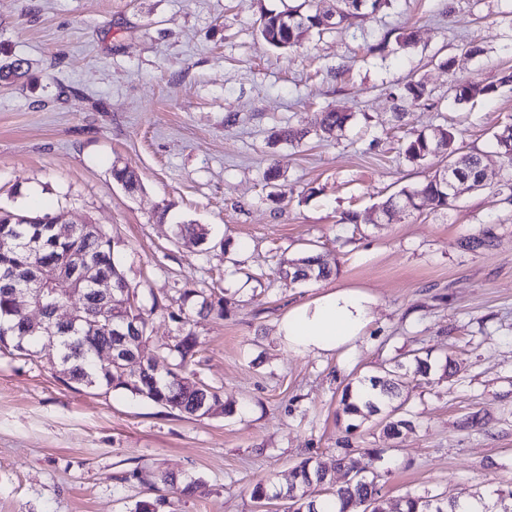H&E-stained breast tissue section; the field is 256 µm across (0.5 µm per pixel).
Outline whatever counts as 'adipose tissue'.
<instances>
[{
    "label": "adipose tissue",
    "instance_id": "ef3b65f1",
    "mask_svg": "<svg viewBox=\"0 0 512 512\" xmlns=\"http://www.w3.org/2000/svg\"><path fill=\"white\" fill-rule=\"evenodd\" d=\"M375 298L356 288H339L295 304L277 322V336L301 353L354 348L372 319Z\"/></svg>",
    "mask_w": 512,
    "mask_h": 512
}]
</instances>
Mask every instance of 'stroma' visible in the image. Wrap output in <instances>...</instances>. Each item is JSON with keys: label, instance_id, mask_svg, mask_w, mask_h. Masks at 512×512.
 Wrapping results in <instances>:
<instances>
[{"label": "stroma", "instance_id": "obj_1", "mask_svg": "<svg viewBox=\"0 0 512 512\" xmlns=\"http://www.w3.org/2000/svg\"><path fill=\"white\" fill-rule=\"evenodd\" d=\"M300 2L0 0V60L28 64L24 78L0 81V207L62 210L107 230L151 314L149 353L167 367L160 345L194 334L190 368L220 395L212 415L188 418L63 381L54 348L1 353L0 512H134L149 473L197 481L191 496L170 494L166 512H258L245 486L281 488L304 458L334 485L349 481L336 466L346 439L381 449L391 501H491L512 486V202L492 146L512 123V86L463 106L450 91L512 70V0H390L300 47L265 44L261 12ZM397 29L413 32L412 47L378 51ZM410 79L426 99L398 102ZM323 109L350 114L338 137L272 140ZM446 125L462 130V151L481 153L482 189L371 223L375 207L442 166L408 162L405 137ZM116 164L137 173L136 193L113 183ZM271 165L280 176L268 181ZM349 211L357 223H344ZM183 222L205 227L206 242L176 238ZM486 227V245L466 248ZM309 253L329 255V278L279 274ZM336 288L376 298L364 340L345 355L282 345V313ZM220 296L223 313L201 311ZM157 299L166 309L153 310ZM418 351L459 367L408 382L414 429L389 440L371 417L347 431L345 385Z\"/></svg>", "mask_w": 512, "mask_h": 512}]
</instances>
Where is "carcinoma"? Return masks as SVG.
Masks as SVG:
<instances>
[{"mask_svg":"<svg viewBox=\"0 0 512 512\" xmlns=\"http://www.w3.org/2000/svg\"><path fill=\"white\" fill-rule=\"evenodd\" d=\"M336 24H353L354 20L364 15V11L373 12L381 9L388 0H336ZM303 5L291 7L283 11H267L261 14L259 27L263 40L277 49L296 47L313 33L324 29L319 14L302 11ZM25 60L15 58L0 62V80L20 77L24 74ZM512 85V71H504L500 77L489 83L458 82L452 86L453 101L457 105L470 102L477 96L491 97L503 86ZM426 96L425 86L417 81L409 80L399 89L397 98L402 101L419 102ZM350 115L343 112L322 111L317 113L312 130H297L283 127L275 134V139L284 142L301 140L308 134L332 137L344 129ZM456 130L438 127L432 134L419 133L406 139L402 151L406 160L422 165L434 156L436 141H444V158L457 165V170L475 182L482 174V158L475 152L461 153L457 147ZM493 147L500 157L508 178L501 184L500 193L512 199V124H506L493 135ZM443 171L437 170L424 181L410 187L402 188L397 194L390 196L381 204L384 209H391L402 201L419 203L429 210L448 209L455 201L448 197V188L442 183ZM112 181L121 185L127 192L133 193L139 188L136 173L128 167L113 166ZM63 212L41 215L43 223L36 225L32 233L41 237V244L33 250L6 244L13 225L17 222L20 212L0 209V271L9 273V278L0 280V321L11 327L8 335L0 332V350L13 349L24 353L28 347L38 342V338L29 332L27 316L15 310L12 284L15 282L29 283L38 290L35 303L51 298L67 301L77 293L80 319L76 328L59 330L57 339V357L61 363L67 380L87 388L125 389L135 395L142 396L158 406L182 415L203 417L206 408L219 402V397L207 385H198L190 378L188 359L195 354L197 338L188 333L181 337L168 353L176 359L174 370L170 375L154 374L148 367L150 357L135 347H129L128 357L122 364L121 371L104 374L96 370L94 353L101 347L112 344V328L125 320H134L141 332V344H149L152 336L149 331V316L138 306H128L112 313V322L107 324L97 320V302L92 296L88 283H78L72 276V269L79 265L87 270L99 271L107 269L113 272L119 288H128L124 271L115 258V243L108 232L92 235L78 225L73 236L68 240L53 238L51 228ZM177 235L190 237L201 242L206 241L204 228L184 223L176 225ZM332 272L328 258L316 255L291 261L286 275L295 280H312L328 277ZM403 364L396 363L391 369L384 370L382 376L369 378L371 387L380 389L382 395L391 401L401 395L403 375L400 369ZM405 369V368H403ZM432 364L429 358L418 355L413 358V369H405V373L426 378L430 375ZM343 413L348 416L367 418L382 412V405L367 400L363 405L353 401L352 387L346 386L342 399ZM383 433L386 438L393 439L404 431L413 429L414 422L405 415L395 417L388 414L382 419ZM381 448H354L349 440H344L337 454V463L353 468L359 460L357 456L367 458L363 474L344 486L328 492L323 499L315 496V488L327 483L326 471L313 464L312 459L300 461L292 469L293 480L285 492V497L292 502L293 512H459L462 504L456 500L449 502L437 496L406 495L400 498L394 507H387L386 499L379 485L373 464L380 459Z\"/></svg>","mask_w":512,"mask_h":512,"instance_id":"carcinoma-1","label":"carcinoma"}]
</instances>
